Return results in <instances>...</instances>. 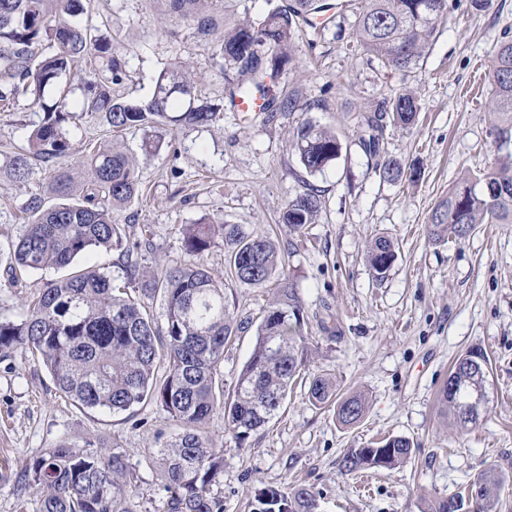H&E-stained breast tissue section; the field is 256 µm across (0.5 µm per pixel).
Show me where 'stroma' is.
<instances>
[{"mask_svg":"<svg viewBox=\"0 0 512 512\" xmlns=\"http://www.w3.org/2000/svg\"><path fill=\"white\" fill-rule=\"evenodd\" d=\"M288 3L210 0L205 9L218 28L206 35L166 0H97L102 33L126 55L132 97L150 98L161 72L194 64L202 97L221 105L223 116L204 130L161 133L150 150L137 127L116 136L78 112L67 124L73 149L88 138L114 140L136 159L144 191L113 218L128 242L152 239L141 278L185 260L186 224L218 217L273 236L288 251L307 314L311 372L330 374L340 394L366 398L361 421L346 427L334 408L313 406L306 385L296 383L279 415L241 446L214 415L210 430L224 444V473L214 491L224 512H250L258 490L295 486L316 492L317 512H427L434 499L467 489L494 468L506 477L496 510L512 512V224H478L467 238L445 242L432 241L427 230L431 210L449 189L498 157L486 73L504 31L512 30V0H493L481 12L469 0H448V16L419 65L392 74L358 47L352 11L332 9L328 20L300 27L293 61L271 91L280 99L294 95L296 106L267 122L231 106L219 40L224 27L261 21ZM404 90L416 96L419 116L411 127L386 128L383 156L419 167L421 176L389 183L359 146V119ZM42 118L24 98L0 112V159L24 145ZM305 119L334 129L342 143L335 163L313 176L291 143ZM52 175V166L40 163L24 183L0 175V271L21 231L24 203L47 194ZM308 183L319 190L322 209L317 223L297 234L279 216ZM379 235L399 244L381 282L366 260L368 242ZM57 276L34 271L12 285L0 275V316L14 318L36 287ZM275 294L272 285L224 280V302L238 320L259 319ZM475 349L488 359L481 417L461 425L438 396L454 361ZM174 430L152 404L119 414L79 409L30 357H0V473L19 471L26 458L60 440L80 443L97 434L127 453L136 487L132 512H165L167 494L149 451L158 435ZM387 436L413 441L407 464L369 471L364 489L358 476L340 472L346 449Z\"/></svg>","mask_w":512,"mask_h":512,"instance_id":"obj_1","label":"stroma"}]
</instances>
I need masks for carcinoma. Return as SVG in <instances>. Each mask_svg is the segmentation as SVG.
Masks as SVG:
<instances>
[{"instance_id":"cac0c4a2","label":"carcinoma","mask_w":512,"mask_h":512,"mask_svg":"<svg viewBox=\"0 0 512 512\" xmlns=\"http://www.w3.org/2000/svg\"><path fill=\"white\" fill-rule=\"evenodd\" d=\"M94 0H0V107L9 108L27 96L44 112L29 136V147L0 162V172L21 183L31 161L58 163L70 155L66 120L72 112L101 115L112 131L142 127L208 128L220 120L214 105L197 92L194 71L183 66L160 73L147 100L128 101L113 87L127 79L125 55L83 16ZM208 0H169L172 12L192 18L209 30L210 18L201 6ZM356 10V39L362 51L385 71L415 66L448 14V0H352ZM330 9L324 0H294L288 9H274L257 26L238 24L224 31L220 51L225 67L235 71L229 96L265 97L266 79L280 75L292 59L299 22ZM58 16L51 28L47 18ZM49 41V53L42 45ZM97 60L95 77L83 81L82 101L62 77L81 64ZM487 79L491 95L487 111L497 115L493 133L503 155L494 168L466 175L448 190L432 210L429 235L442 241L463 238L477 224L512 223V37L495 50ZM418 104L411 93L379 102L360 118L365 134L363 152L381 156L387 124L415 123ZM292 145L304 170L315 175L341 154L336 133L308 120L293 131ZM87 181L77 194L73 170L59 167L51 185L54 202L40 195L25 202L26 224L11 244L6 277L10 283L30 271L71 266L86 253L119 252L129 280L138 275L142 249H153L145 238L133 245L112 219V209L129 206L140 193L134 159L114 145L88 147L83 155ZM379 176L396 183L417 176L387 159ZM318 190L308 186L288 201L281 222L298 233L319 215ZM188 260L165 267L145 284L142 294L162 301L164 325L158 326L143 301L113 285L112 274L96 266L77 270L36 289L22 306L20 319H0V355L14 350L29 353L47 369L55 389L74 406L130 410L147 402L167 413L177 431L158 448L149 449L168 493L167 512H224L213 486L224 470V445L214 441L209 424L216 412L224 416V435L239 445L264 427L282 409L293 383L305 369L308 337L302 331L303 310L296 284L288 276L279 244L268 236L247 232L239 224L218 220L187 224L183 230ZM224 239L225 273L250 288H264L279 279L277 296L255 326L252 352L229 393H224V347L252 327L235 321L224 305L223 278L203 256L216 238ZM396 260L393 240L378 236L368 248L367 261L375 279L387 277ZM487 360L480 349L459 356L440 391L444 410L464 423L479 419L480 410L465 417L459 405L476 396L486 381ZM308 399L321 406L336 402L340 423L353 425L363 417L365 399L358 393L342 396L327 373L306 378ZM413 454V442L390 436L361 448H349L340 460L347 474L391 469ZM124 450L100 437L83 444L67 439L24 460L17 490L39 492L38 512H130L125 503L133 492ZM505 482L503 473L488 469L470 484L467 494L437 498L428 512H492ZM256 512H314L316 494L299 487L292 492L265 488L255 495Z\"/></svg>"}]
</instances>
